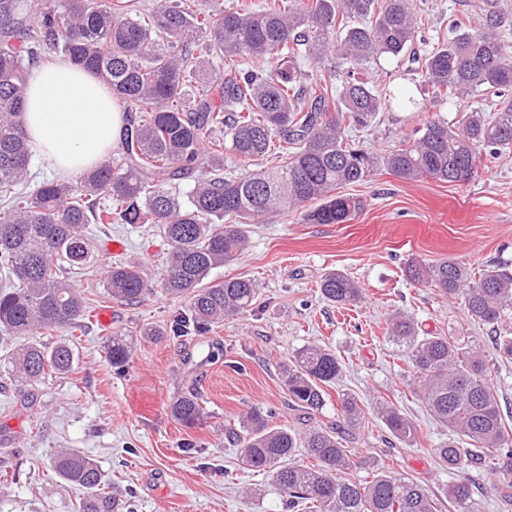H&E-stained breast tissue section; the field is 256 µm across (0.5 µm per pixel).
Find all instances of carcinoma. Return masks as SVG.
<instances>
[{
  "instance_id": "carcinoma-1",
  "label": "carcinoma",
  "mask_w": 512,
  "mask_h": 512,
  "mask_svg": "<svg viewBox=\"0 0 512 512\" xmlns=\"http://www.w3.org/2000/svg\"><path fill=\"white\" fill-rule=\"evenodd\" d=\"M422 24L413 0H265L215 9L208 0L146 8L140 0H0V332L29 341L11 356L17 381L36 382L74 370L65 340L41 336L74 332L92 317V300L68 271L97 252L92 224H151L171 244L164 292L187 298L174 332L199 333L246 314L257 286L245 278L207 285L211 270L241 256L249 227L300 215L308 224H345L364 201L340 189L387 171L403 180L468 183L490 159L512 154V26L497 11L478 28L453 19L424 54L414 49ZM206 39L209 54H195ZM51 53L94 74L126 113L119 154L72 183L54 178L27 186L33 155L23 128L30 71ZM336 55L346 68L310 75L307 60ZM418 65L435 101L456 102V117H429L418 136L387 152L349 142L347 132L374 124L385 109L359 71L381 57ZM236 173H224V152ZM276 155L277 164L259 161ZM409 276L462 301L482 325L512 320V271L490 266L474 276L453 260L414 261ZM103 298L135 306L152 292L139 265L108 271ZM324 300L353 305L357 283L340 272L320 283ZM386 334L403 347L416 389L430 415L448 428L434 449L436 463L456 470L480 466L512 498V439L483 354L474 339L425 332L397 312ZM500 362L512 360V335L494 337ZM129 360L123 339L112 337L108 361ZM343 364L336 352L306 345L285 365L292 406L323 409L326 388ZM343 424L314 428L304 437L271 427L250 413L236 435L244 465L269 473L293 510L309 502L319 512H437L436 499L416 481L381 469L369 480L346 478L356 465L344 435L361 428L364 410L340 398ZM171 417L195 425L198 394L177 397ZM388 433L417 442L418 425L393 405L377 408ZM303 446L316 464L293 462ZM67 483L85 489L79 512H118L110 479L73 448L53 457ZM456 512H477L467 478L449 485Z\"/></svg>"
}]
</instances>
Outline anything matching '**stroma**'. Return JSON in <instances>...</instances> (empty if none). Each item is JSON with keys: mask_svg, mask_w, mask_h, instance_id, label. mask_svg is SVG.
Returning a JSON list of instances; mask_svg holds the SVG:
<instances>
[{"mask_svg": "<svg viewBox=\"0 0 512 512\" xmlns=\"http://www.w3.org/2000/svg\"><path fill=\"white\" fill-rule=\"evenodd\" d=\"M424 8L425 35L436 39L449 20L478 24L491 4L512 0H417ZM366 78L392 98L388 109L351 140L381 150L413 138L426 118L453 116V103L433 102L417 71L391 59L369 65ZM365 209L346 224H307L291 215L252 228L247 252L212 270L209 283L249 278L259 286L251 311L214 324L206 332L179 336L170 328L187 301L166 295L160 283L168 242L147 224L93 225L98 244L121 241L118 253L100 252L92 273L75 275L78 287L97 300L94 317L70 337L73 372L17 386L0 341V512H77L81 487L62 481L51 457L74 448L112 479L121 512H285V494L266 472L244 468L233 442L247 413L268 415L273 426L305 431L340 419L338 396L348 393L365 409V425L349 440L360 467L350 479L367 476L363 461L417 480L438 495V512H449L447 485L468 478L479 512H512L490 473L444 470L433 448L448 430L425 409L413 372L398 345L385 334L398 311L422 329L476 337L488 354L489 373L500 401L512 410V363L492 360L494 330L467 319L460 300L442 298L411 281L410 260L451 258L478 271L489 265L512 269V157L488 162L467 184L433 180L407 182L381 172L347 186ZM138 261L155 290L136 306L101 301L111 263ZM350 275L361 301L339 309L324 302L319 285L330 271ZM161 329L160 339L146 329ZM122 335L130 359L115 372L107 359L113 335ZM333 349L344 363L342 379L330 388L319 414L302 416L288 404L283 365L305 345ZM202 395L204 414L186 427L169 414L183 392ZM394 405L420 428L416 444L392 443L377 416L379 403Z\"/></svg>", "mask_w": 512, "mask_h": 512, "instance_id": "obj_1", "label": "stroma"}]
</instances>
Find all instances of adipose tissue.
<instances>
[{
	"mask_svg": "<svg viewBox=\"0 0 512 512\" xmlns=\"http://www.w3.org/2000/svg\"><path fill=\"white\" fill-rule=\"evenodd\" d=\"M24 122L42 158L67 174L95 167L117 147L123 129L105 86L66 58L32 71Z\"/></svg>",
	"mask_w": 512,
	"mask_h": 512,
	"instance_id": "ef3b65f1",
	"label": "adipose tissue"
}]
</instances>
